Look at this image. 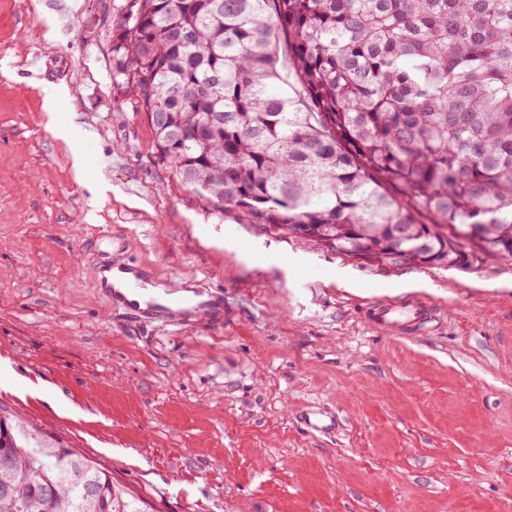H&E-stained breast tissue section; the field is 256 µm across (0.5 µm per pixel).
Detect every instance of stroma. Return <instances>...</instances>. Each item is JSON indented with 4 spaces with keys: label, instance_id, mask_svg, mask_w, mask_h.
Listing matches in <instances>:
<instances>
[{
    "label": "stroma",
    "instance_id": "1",
    "mask_svg": "<svg viewBox=\"0 0 512 512\" xmlns=\"http://www.w3.org/2000/svg\"><path fill=\"white\" fill-rule=\"evenodd\" d=\"M125 5L0 0V405L154 512H512V258L359 263L211 209L112 82ZM116 261L223 322L111 308ZM407 299L441 324L367 322Z\"/></svg>",
    "mask_w": 512,
    "mask_h": 512
}]
</instances>
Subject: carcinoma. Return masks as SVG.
<instances>
[{
    "label": "carcinoma",
    "mask_w": 512,
    "mask_h": 512,
    "mask_svg": "<svg viewBox=\"0 0 512 512\" xmlns=\"http://www.w3.org/2000/svg\"><path fill=\"white\" fill-rule=\"evenodd\" d=\"M112 82L221 211L338 253L512 258V0H129ZM288 41L294 80L278 69ZM0 512H148L0 409Z\"/></svg>",
    "instance_id": "cac0c4a2"
}]
</instances>
